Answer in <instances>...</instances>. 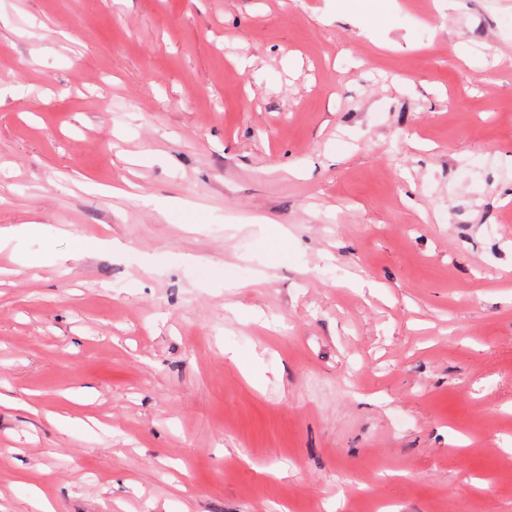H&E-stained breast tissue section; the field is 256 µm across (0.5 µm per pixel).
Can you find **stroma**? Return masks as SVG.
Masks as SVG:
<instances>
[{"label":"stroma","instance_id":"1","mask_svg":"<svg viewBox=\"0 0 512 512\" xmlns=\"http://www.w3.org/2000/svg\"><path fill=\"white\" fill-rule=\"evenodd\" d=\"M21 224L0 512H512V0H0Z\"/></svg>","mask_w":512,"mask_h":512}]
</instances>
